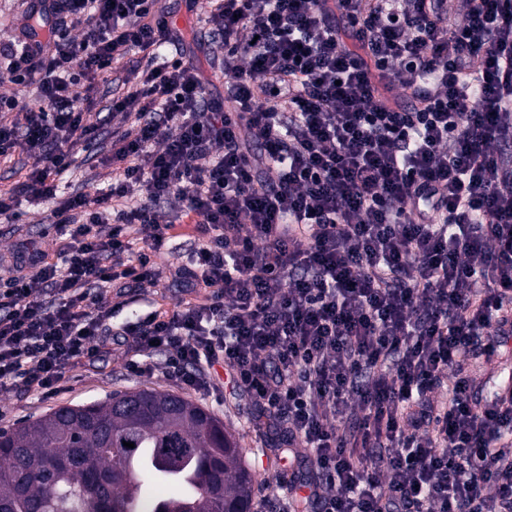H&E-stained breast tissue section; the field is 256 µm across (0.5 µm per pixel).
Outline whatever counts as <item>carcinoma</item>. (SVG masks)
<instances>
[{
    "mask_svg": "<svg viewBox=\"0 0 512 512\" xmlns=\"http://www.w3.org/2000/svg\"><path fill=\"white\" fill-rule=\"evenodd\" d=\"M142 478L171 493L144 499ZM253 491L239 439L176 393L119 391L0 428V512H251Z\"/></svg>",
    "mask_w": 512,
    "mask_h": 512,
    "instance_id": "carcinoma-1",
    "label": "carcinoma"
}]
</instances>
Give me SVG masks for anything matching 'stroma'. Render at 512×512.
<instances>
[{"label":"stroma","mask_w":512,"mask_h":512,"mask_svg":"<svg viewBox=\"0 0 512 512\" xmlns=\"http://www.w3.org/2000/svg\"><path fill=\"white\" fill-rule=\"evenodd\" d=\"M50 208L47 202H25L21 205L22 223L0 222V255H10L21 244L56 254L60 238L55 229L44 222ZM193 246L194 240L185 227H176L173 237L154 256L155 268L160 274L158 285L145 283L126 288V304L115 313L113 324L169 311L179 301L194 300L195 295L189 284L177 273L178 267L186 263ZM129 360L125 349H116L109 357L76 369L49 400L39 398L22 386L0 389V427L20 419L39 417L58 406L102 400L117 391L154 388L180 392V385L169 375L162 358H155L151 373L146 375L132 372L128 366ZM466 372L483 388L485 394H494L501 384L512 378V340L493 353L470 357ZM195 401L222 420L239 437L247 464L257 481L252 512H280L282 501L288 496V473L282 463L273 461L267 436L253 428L246 400H229L219 392L209 397L196 396Z\"/></svg>","instance_id":"1"}]
</instances>
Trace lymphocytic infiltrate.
<instances>
[{"label":"lymphocytic infiltrate","mask_w":512,"mask_h":512,"mask_svg":"<svg viewBox=\"0 0 512 512\" xmlns=\"http://www.w3.org/2000/svg\"><path fill=\"white\" fill-rule=\"evenodd\" d=\"M49 8L61 39H0V217L51 203L65 241L0 276V388L54 397L122 346L228 376L308 471L287 512H512V386L464 370L512 335V0H205L191 37L161 0ZM105 138L106 190L59 198ZM170 210L205 301L108 329Z\"/></svg>","instance_id":"1"}]
</instances>
